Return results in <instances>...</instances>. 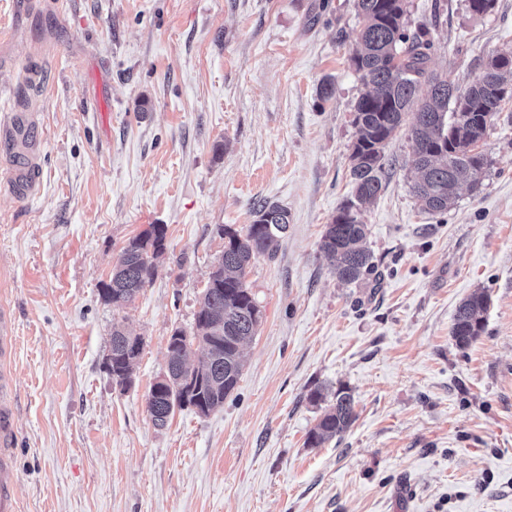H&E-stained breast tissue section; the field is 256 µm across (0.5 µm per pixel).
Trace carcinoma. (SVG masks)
<instances>
[{
    "mask_svg": "<svg viewBox=\"0 0 512 512\" xmlns=\"http://www.w3.org/2000/svg\"><path fill=\"white\" fill-rule=\"evenodd\" d=\"M362 28L359 50L353 64L367 86L354 107L356 138L352 145L351 178L354 199L343 204L326 225L321 249L331 262L336 276L355 282L366 276L378 279L370 254L362 247L367 225L362 221L363 206L383 190L385 146L402 127L412 106L411 138L414 143L418 180L413 193L422 208L430 213L448 212L459 189L478 186L487 168L483 151L476 150L475 127L487 135L484 117L494 122L503 106L494 99V85L508 81L503 72L492 70L491 60L481 65L480 75L465 88L448 77L429 71L434 49L425 25L408 30L406 0H357ZM426 86L425 96L418 95ZM288 231V213L279 204L264 201L254 209V220L242 232L224 227V251L209 281L196 312L204 321L202 329L191 335L181 328L173 331L167 346V371L174 388L148 402L149 413L159 415L154 424L163 427L171 417L170 404L192 406L207 415L224 406L235 390L243 368V347L256 335L263 313L246 283L247 269L260 254L273 256L279 240ZM166 249V225L152 224L131 239L119 254L109 282L102 284L106 302L117 306L132 302L157 274L155 260ZM489 297L477 291L456 308L451 336L456 346L466 348L484 331ZM125 327L112 324L109 353L112 369H134L125 352ZM200 352L193 369H188L192 349ZM309 401L325 407L307 434L306 443L317 448L342 435L355 419L354 397L341 386L331 400L320 389Z\"/></svg>",
    "mask_w": 512,
    "mask_h": 512,
    "instance_id": "obj_1",
    "label": "carcinoma"
}]
</instances>
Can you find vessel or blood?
I'll return each mask as SVG.
<instances>
[{"label":"vessel or blood","instance_id":"b4317fda","mask_svg":"<svg viewBox=\"0 0 512 512\" xmlns=\"http://www.w3.org/2000/svg\"><path fill=\"white\" fill-rule=\"evenodd\" d=\"M0 145L12 158L7 178L8 191L23 199L35 194L36 171L42 139L35 121H21L0 127ZM13 319L0 307V512H20L15 487L19 478L16 463L18 432L14 373L9 364L15 348Z\"/></svg>","mask_w":512,"mask_h":512}]
</instances>
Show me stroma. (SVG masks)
Instances as JSON below:
<instances>
[{"label": "stroma", "mask_w": 512, "mask_h": 512, "mask_svg": "<svg viewBox=\"0 0 512 512\" xmlns=\"http://www.w3.org/2000/svg\"><path fill=\"white\" fill-rule=\"evenodd\" d=\"M408 3L430 70L456 85L512 52V0L482 16ZM361 25L355 0H0V125L32 114L45 138L37 193L0 189L21 512H512V102L480 185L442 215L421 209L396 134L364 214L384 280L339 281L320 243L353 197ZM265 200L288 231L248 269L264 318L240 381L223 407L156 427L147 395L173 330L194 327L217 228H245ZM152 224L167 227L156 277L105 303ZM478 288L485 329L460 349L453 316ZM117 322L143 340L126 387L105 365ZM342 385L354 422L307 447V394Z\"/></svg>", "instance_id": "35a3bbf8"}]
</instances>
